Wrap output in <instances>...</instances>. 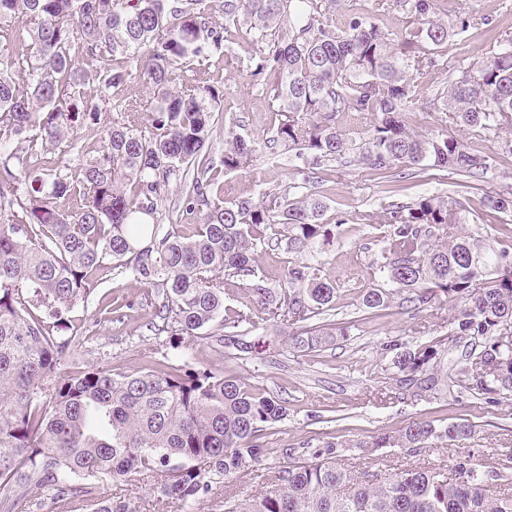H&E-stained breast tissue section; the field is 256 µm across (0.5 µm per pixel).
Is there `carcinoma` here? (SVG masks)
<instances>
[{"label":"carcinoma","instance_id":"carcinoma-1","mask_svg":"<svg viewBox=\"0 0 512 512\" xmlns=\"http://www.w3.org/2000/svg\"><path fill=\"white\" fill-rule=\"evenodd\" d=\"M416 24L393 37L367 17L336 22L338 0H0V512H33L31 491L54 492L62 510L134 512L103 499L100 483L156 481L160 498L196 503L213 487L258 464L264 432L285 419L284 402L208 369H149L139 375L90 368L62 372L80 345L73 313L106 267L149 285L157 297L150 331L177 350L217 326L215 341L238 352L255 345L224 318V274L244 281L258 307L299 321L333 309L321 246L344 220L326 218L313 194L268 192L224 201L228 175L252 167L258 149L230 127L224 156L203 152L224 93L188 86L200 58L224 55L230 29L256 45L252 76H274L266 93L280 115L264 143L268 157L303 160L302 188L314 170L361 166L386 179L411 169L442 170L468 183L493 177L496 154H475L463 136H420L404 115L417 94L460 130L512 152V36L490 58L435 85V54L471 23H450L438 0H399ZM224 14V24L214 14ZM25 43L24 56L13 53ZM151 88L149 109L125 92ZM112 113L101 144L84 128ZM368 121L351 132L343 118ZM58 156L32 161L37 144ZM193 169L180 210L200 216L189 235L162 231L172 179ZM485 207L512 209L486 195ZM469 221L450 194L388 206L387 230L370 260L382 280L362 306L387 308L396 295L415 308L442 295L454 305L448 334L412 346L386 343L390 380L403 396L459 392L490 403L512 398V252L457 234ZM286 246L312 259L288 268L276 292L255 268L258 253ZM329 333L316 323L294 338L313 349ZM471 340L460 368L445 367L449 344ZM465 423L413 421L364 440L282 448L288 465L267 489L228 495L224 512H512V450L496 470L473 455L449 467L397 469L380 480L349 469V448H461Z\"/></svg>","mask_w":512,"mask_h":512}]
</instances>
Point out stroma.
<instances>
[{"label": "stroma", "mask_w": 512, "mask_h": 512, "mask_svg": "<svg viewBox=\"0 0 512 512\" xmlns=\"http://www.w3.org/2000/svg\"><path fill=\"white\" fill-rule=\"evenodd\" d=\"M440 5L449 20L466 18L472 25L444 49L443 65L432 74L438 84L457 69L489 56L493 37L512 36V0H440ZM342 12L366 15L392 34L401 33L413 22L393 0H342ZM254 54L248 37L237 34L224 56L202 61L185 74L187 82L205 83L224 93L210 142L212 157L224 151L226 126H238L240 134L260 143L272 136L278 124L266 92L250 75ZM298 166V159L291 154L280 156L274 165L258 156L254 171L225 176L224 198L258 199L271 190L296 196ZM315 190L328 204L330 214L345 220L341 236L328 246L325 256L324 273L336 285V301L322 321L336 330L345 328L346 333H336L317 348H295L292 338L300 332V324L252 308L241 281L228 276L224 279V305L249 313L250 322L241 324L240 330L248 337L262 338L261 351L236 355L205 337L171 349L164 337L149 330L155 307L147 288L125 274L109 269L98 272L94 292L75 313L74 324L84 343L67 361V371L103 366L130 375L163 366L205 368L274 396L288 408L286 419L266 434L263 461L248 473L225 480L200 502L187 507L163 506L149 479L132 486L119 481L104 483L102 497L131 498L136 512H222L220 504L226 494H255L270 482L274 472L287 465L282 447L311 438L359 440L402 429L415 420L471 423L474 436L466 447L488 467L499 463L503 449L512 448V399L489 404L467 393L403 399L392 387L383 343L401 339L420 344L446 334L453 312L448 300L438 298L419 310L395 302L375 313L361 305L365 290L375 283L368 267L369 250L387 229L386 209L391 203H407L420 195L456 194L469 210V221L461 225V232L480 234L497 248L512 245V212L496 213L484 206L486 192L512 193V154L499 153L493 178L481 186L436 170L390 182L365 168L337 166L322 171ZM110 301L122 305L121 319L105 320L101 309ZM455 454L452 448H432L411 457L403 449L385 448L365 457L352 450L345 463L381 477L410 466H443Z\"/></svg>", "instance_id": "35a3bbf8"}]
</instances>
